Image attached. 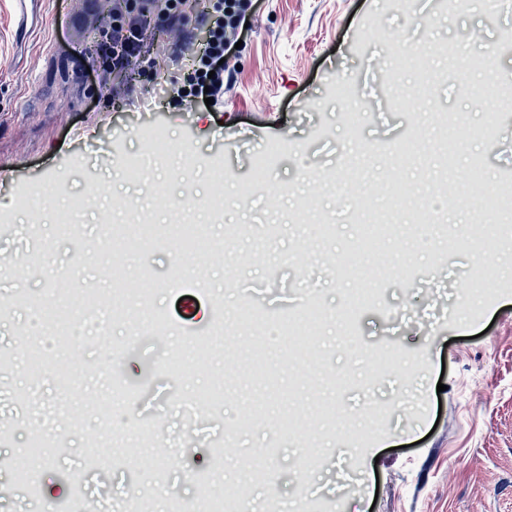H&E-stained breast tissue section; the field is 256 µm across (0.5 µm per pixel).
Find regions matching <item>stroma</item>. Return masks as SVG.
<instances>
[{
	"mask_svg": "<svg viewBox=\"0 0 512 512\" xmlns=\"http://www.w3.org/2000/svg\"><path fill=\"white\" fill-rule=\"evenodd\" d=\"M12 15L0 0V512H223L240 489L256 512H512V223H474L464 194L419 224L390 193L512 171V107L475 104L512 80V0L448 19L434 0H253L212 109L176 94L179 33L144 30L118 81L98 0H39L23 37ZM439 42L481 56L469 96L422 93ZM439 113L460 119L445 154ZM365 209L385 233L367 280ZM192 269L209 287H181ZM90 299L111 343L79 323ZM296 311L300 338L280 331Z\"/></svg>",
	"mask_w": 512,
	"mask_h": 512,
	"instance_id": "stroma-1",
	"label": "stroma"
}]
</instances>
